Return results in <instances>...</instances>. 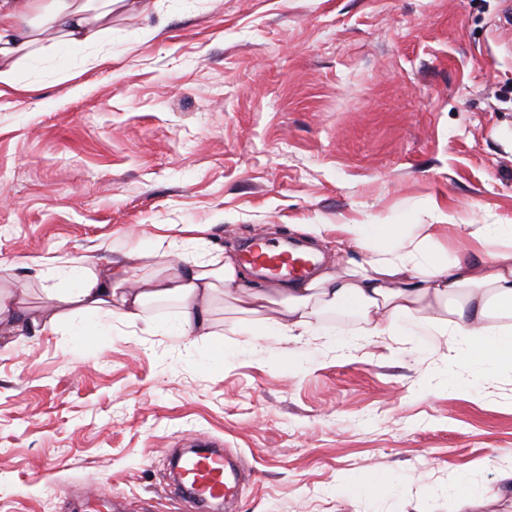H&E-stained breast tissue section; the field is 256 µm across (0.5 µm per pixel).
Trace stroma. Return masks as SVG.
Segmentation results:
<instances>
[{
    "label": "stroma",
    "mask_w": 512,
    "mask_h": 512,
    "mask_svg": "<svg viewBox=\"0 0 512 512\" xmlns=\"http://www.w3.org/2000/svg\"><path fill=\"white\" fill-rule=\"evenodd\" d=\"M157 34L143 40L145 27ZM0 98V284L33 310L142 244L212 256L254 234L336 259L340 224H512V0H127L99 47ZM186 224H205L203 241ZM207 343L0 341V512H187L173 453L217 440L238 512H454L512 459V375L461 376L411 325Z\"/></svg>",
    "instance_id": "obj_1"
}]
</instances>
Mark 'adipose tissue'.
<instances>
[{"label": "adipose tissue", "instance_id": "obj_1", "mask_svg": "<svg viewBox=\"0 0 512 512\" xmlns=\"http://www.w3.org/2000/svg\"><path fill=\"white\" fill-rule=\"evenodd\" d=\"M123 0H0V96L22 91L19 72L31 59L81 49L112 31V8ZM350 245L369 250L364 261L339 259L309 280L283 287L244 282L233 257L183 256L168 272L160 247L122 252L105 265L71 269L69 288L42 313L24 294L0 289V334L33 324L68 327L71 335L108 336L113 319L189 344L211 336L218 295L231 297L243 324L262 323L277 336L311 335L331 311L353 308L363 335L398 338L408 320L444 336L448 358L481 374L512 372V224H467L454 255L437 250L434 224H342ZM172 297L169 320L146 319V306ZM276 316H266L269 306Z\"/></svg>", "mask_w": 512, "mask_h": 512}]
</instances>
